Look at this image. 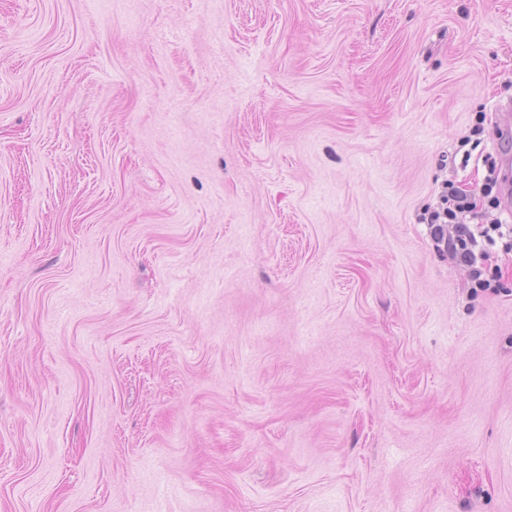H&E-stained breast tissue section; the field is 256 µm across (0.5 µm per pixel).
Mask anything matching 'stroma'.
I'll list each match as a JSON object with an SVG mask.
<instances>
[{"label": "stroma", "mask_w": 512, "mask_h": 512, "mask_svg": "<svg viewBox=\"0 0 512 512\" xmlns=\"http://www.w3.org/2000/svg\"><path fill=\"white\" fill-rule=\"evenodd\" d=\"M508 102L512 0H0V512H512ZM446 195L444 198H448L450 195L454 198V209L446 208L443 211L433 210L427 211L423 214L422 223L426 224H437L436 232L440 235H444L445 224L448 223V227L451 228L452 239H456L465 243L467 242L469 248H466L463 253L460 254V260L465 263L471 271V275L474 279H480L482 275V268L479 266L480 261L485 256V245L486 243L493 244L494 238L489 234V230L481 232L480 237L483 238V242H479L475 233L471 229V225L467 224L466 218L474 220L478 218V214L475 212L474 203L471 200V195L460 193L454 189V186L448 183L444 184V191ZM444 224V225H441ZM452 239H448L450 242Z\"/></svg>", "instance_id": "1"}]
</instances>
